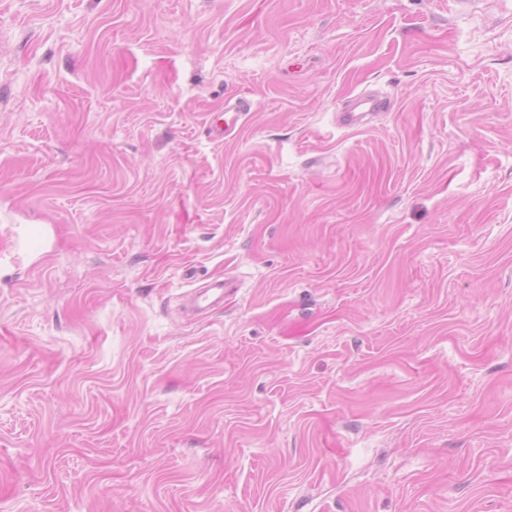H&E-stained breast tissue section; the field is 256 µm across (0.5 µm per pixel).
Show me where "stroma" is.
<instances>
[{"mask_svg": "<svg viewBox=\"0 0 512 512\" xmlns=\"http://www.w3.org/2000/svg\"><path fill=\"white\" fill-rule=\"evenodd\" d=\"M0 512H512V21L0 0ZM384 100L377 97H360L357 99L355 108L351 112L341 113L339 122L346 127H355L359 124V118L368 112L377 111L383 108ZM358 109L360 112H355Z\"/></svg>", "mask_w": 512, "mask_h": 512, "instance_id": "1", "label": "stroma"}]
</instances>
